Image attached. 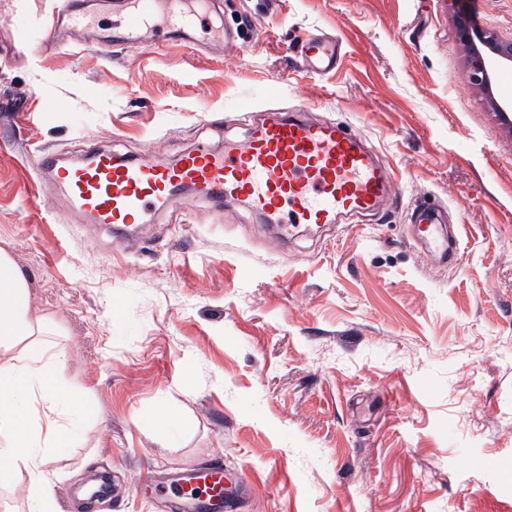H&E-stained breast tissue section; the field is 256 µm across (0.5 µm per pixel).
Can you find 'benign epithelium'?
<instances>
[{
    "label": "benign epithelium",
    "mask_w": 512,
    "mask_h": 512,
    "mask_svg": "<svg viewBox=\"0 0 512 512\" xmlns=\"http://www.w3.org/2000/svg\"><path fill=\"white\" fill-rule=\"evenodd\" d=\"M454 8L455 33L464 45L471 83L477 86L493 112L512 131V98L495 96L499 73L512 69V40L479 27L468 7L470 0H451Z\"/></svg>",
    "instance_id": "benign-epithelium-1"
}]
</instances>
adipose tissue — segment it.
Instances as JSON below:
<instances>
[{"mask_svg": "<svg viewBox=\"0 0 512 512\" xmlns=\"http://www.w3.org/2000/svg\"><path fill=\"white\" fill-rule=\"evenodd\" d=\"M52 314L33 313L26 274L0 249V487L27 473L28 512H55L48 465L91 431L93 403L63 380L66 346Z\"/></svg>", "mask_w": 512, "mask_h": 512, "instance_id": "adipose-tissue-1", "label": "adipose tissue"}]
</instances>
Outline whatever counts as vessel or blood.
Instances as JSON below:
<instances>
[{
  "instance_id": "vessel-or-blood-1",
  "label": "vessel or blood",
  "mask_w": 512,
  "mask_h": 512,
  "mask_svg": "<svg viewBox=\"0 0 512 512\" xmlns=\"http://www.w3.org/2000/svg\"><path fill=\"white\" fill-rule=\"evenodd\" d=\"M62 24L86 32L92 17L75 0H61L56 21L43 23L32 40L14 41L15 53L61 49ZM112 26L122 39L137 41L146 34L155 45L234 38L223 19L211 14L207 0H127ZM339 48L336 39L311 35L300 51L304 69L334 70ZM38 174L51 176L64 189L71 215L122 234L155 212L176 209L186 189L216 207L246 201L256 213L275 217L288 234L299 224L319 227L375 214L394 185L392 171L377 162L373 148L349 125L313 123L300 109L271 113L242 144L221 152L198 147L172 165L95 150L67 165L45 157ZM412 237L436 260L459 254L435 208L414 213ZM226 482L223 466L216 463L171 480L170 487L184 512H227L233 499Z\"/></svg>"
}]
</instances>
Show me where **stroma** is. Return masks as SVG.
<instances>
[{
	"instance_id": "1",
	"label": "stroma",
	"mask_w": 512,
	"mask_h": 512,
	"mask_svg": "<svg viewBox=\"0 0 512 512\" xmlns=\"http://www.w3.org/2000/svg\"><path fill=\"white\" fill-rule=\"evenodd\" d=\"M58 0H0L25 37ZM236 42H128L14 58L0 44V247L67 332L65 377L93 401L87 443L48 478L57 512H172L136 492L223 458L236 512H512V132L471 83L448 0H215ZM342 43L314 76L311 34ZM309 104L394 172L377 221L280 240L245 203L159 213L133 238L70 223L35 151L174 163ZM23 125H16L17 114ZM447 205L460 260L406 231ZM176 425H161L160 406ZM112 476V496L80 487Z\"/></svg>"
}]
</instances>
